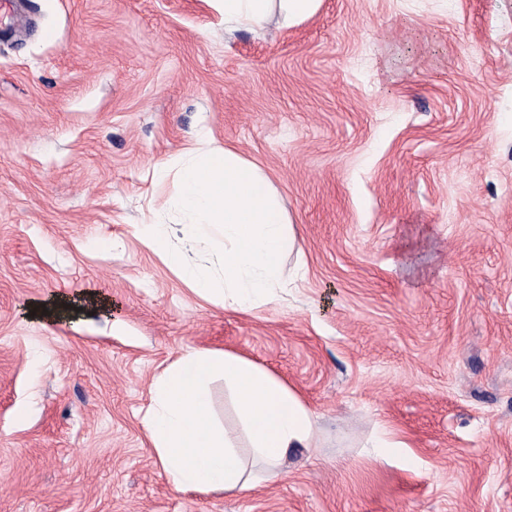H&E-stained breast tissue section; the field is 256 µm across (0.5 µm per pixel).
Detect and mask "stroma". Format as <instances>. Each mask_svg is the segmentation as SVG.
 <instances>
[{"instance_id": "obj_1", "label": "stroma", "mask_w": 512, "mask_h": 512, "mask_svg": "<svg viewBox=\"0 0 512 512\" xmlns=\"http://www.w3.org/2000/svg\"><path fill=\"white\" fill-rule=\"evenodd\" d=\"M13 2L0 512H512V0H323L230 35L209 0ZM204 129L294 225L283 290L248 314L138 233L177 193L155 163ZM88 289L119 329L43 314ZM190 349L291 386L313 448L250 491L175 490L145 418Z\"/></svg>"}]
</instances>
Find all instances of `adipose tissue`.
Listing matches in <instances>:
<instances>
[{
	"label": "adipose tissue",
	"mask_w": 512,
	"mask_h": 512,
	"mask_svg": "<svg viewBox=\"0 0 512 512\" xmlns=\"http://www.w3.org/2000/svg\"><path fill=\"white\" fill-rule=\"evenodd\" d=\"M224 29L263 27L272 14L298 24L317 14L321 0H211ZM222 378L233 395L246 446L213 417L206 387ZM314 418L299 395L268 371L230 351L191 349L154 381L148 437L170 484L178 490L239 492L280 474L309 448Z\"/></svg>",
	"instance_id": "ef3b65f1"
}]
</instances>
